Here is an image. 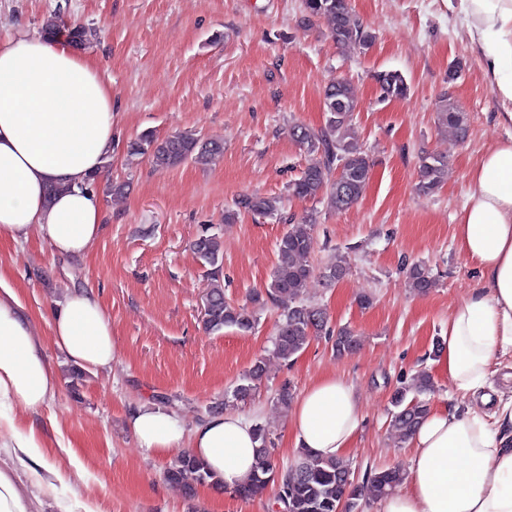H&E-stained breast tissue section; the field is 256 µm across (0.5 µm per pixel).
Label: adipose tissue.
<instances>
[{
  "label": "adipose tissue",
  "mask_w": 512,
  "mask_h": 512,
  "mask_svg": "<svg viewBox=\"0 0 512 512\" xmlns=\"http://www.w3.org/2000/svg\"><path fill=\"white\" fill-rule=\"evenodd\" d=\"M495 89L500 122L512 125V0H448ZM112 88L93 59L68 42L17 30L0 42V240L42 235L55 254L83 256L97 239L102 202L91 180L114 147ZM471 192L454 238L481 277L448 314L434 364L465 407L429 409L409 439L402 488L378 512H512V398L491 378L512 355V138L490 147L470 172ZM63 193L47 200L50 186ZM50 336L78 367L108 369L117 355L112 321L93 291L67 294ZM58 375L15 289L0 280V452L36 472L46 443L15 406L44 407ZM363 421L354 387L325 374L290 412L295 448L322 459L353 448ZM142 447L189 452L230 489L249 484L259 442L241 414L207 418L185 433L152 402L130 419Z\"/></svg>",
  "instance_id": "ef3b65f1"
}]
</instances>
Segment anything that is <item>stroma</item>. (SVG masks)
<instances>
[{
	"label": "stroma",
	"mask_w": 512,
	"mask_h": 512,
	"mask_svg": "<svg viewBox=\"0 0 512 512\" xmlns=\"http://www.w3.org/2000/svg\"><path fill=\"white\" fill-rule=\"evenodd\" d=\"M60 4L67 22L100 31L88 53L112 86L116 113L104 179L127 189L102 192L105 224L82 258L53 254L36 232L0 244V274L17 290L59 375L48 406L17 410L42 433L44 468H60L66 478L46 512H67L77 502L89 512H275L272 486L255 500L205 484L186 497L165 477L172 457L140 447L129 426L130 413L152 401L192 429L261 357L269 360L267 377L230 409L269 429L277 467L297 457L289 413L275 402L278 388L287 381L299 392L328 373L354 386L365 416L348 455L356 479L407 467L411 450L389 426L391 395L401 378L433 372L449 311L481 284L453 239L454 226L473 165L512 136L495 117V94L448 0H351L375 37L366 49L336 48L324 21L303 24L302 0H0V41L20 27L38 29ZM380 71L401 73L407 97L383 99ZM334 78L356 91L352 125L373 162L362 198L342 212L288 192L308 160L290 130L298 122L324 125L322 89ZM446 98L465 114V140L437 125ZM149 130L222 140L224 157L206 169L129 159L127 143ZM428 154L447 157L448 172L424 195L418 166ZM251 193L281 197L283 206L271 217L225 222V209ZM308 213L317 217L309 263L319 269L339 255L349 272L333 284L314 278L307 299L326 308L330 327L352 329L360 349L339 356L320 338L291 362L273 359L281 310L272 304L253 306L251 333L206 331L209 269L190 247L201 227L222 236L224 294L244 304L268 287L289 221ZM413 263L436 278L430 293L411 292L406 267ZM81 289L105 306L118 353L110 369L83 372L75 382L48 321L55 302ZM363 294L373 298L369 307L358 303Z\"/></svg>",
	"instance_id": "stroma-1"
}]
</instances>
